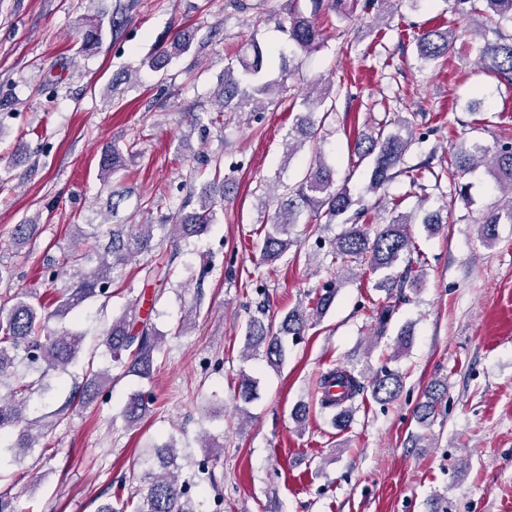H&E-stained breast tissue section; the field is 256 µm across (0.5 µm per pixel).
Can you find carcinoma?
<instances>
[{
  "label": "carcinoma",
  "instance_id": "cac0c4a2",
  "mask_svg": "<svg viewBox=\"0 0 512 512\" xmlns=\"http://www.w3.org/2000/svg\"><path fill=\"white\" fill-rule=\"evenodd\" d=\"M287 17L276 20L277 27L288 37V42L302 53L317 50L322 43L323 23L330 13L337 10L344 0H310L311 12L305 14L293 6L289 0ZM484 3L480 9L478 3ZM456 10L461 14L485 13V19L499 30L505 25L512 26V0H456ZM101 41V32L90 26L82 31L80 52H94ZM457 34L454 30L427 29L415 37L419 59L425 62L448 58L455 49ZM194 34L187 30L175 33L172 39L174 55L180 56L191 51ZM251 54L238 56L224 66V77L217 93L219 103L225 112H253L263 99L281 88L280 81L266 78L268 66L263 51L256 39L250 41ZM482 67L495 74L497 79L512 85V35L498 33L495 40L486 41L479 49ZM323 118L309 110L297 119L295 135L286 149L287 158H292L306 142L315 141L321 130ZM413 122L404 121L408 128L407 136L401 133H384L364 138L357 143L361 147L360 156L372 157L369 176V190L377 192L385 188L395 178L409 175L415 168L404 166V156L408 151L413 131ZM135 143L125 148L114 144L105 150L101 157L100 178L107 181L112 172L122 166L125 157L133 156ZM490 162L498 183L512 191V142H498L493 148L475 145L471 151L454 154L451 168L436 174V180L444 176L464 175L479 165ZM228 178L221 170V161L215 160L213 177L205 187V194L198 208L185 212L187 203L173 212L169 222L167 237L185 242L200 237L209 231L214 223L215 207L224 200ZM359 204L352 196L349 181L336 186L331 168L318 159L308 167L304 177L294 186L283 185L280 206L272 223L264 225L261 242L263 259L272 263L278 260L292 246L296 254H301L298 242L289 238L290 231L300 214V209H310L315 224L321 219L333 221L338 216H346L349 227L338 237L327 241L318 236L317 250L325 251L331 263L343 265L342 271L352 273V265L365 266L369 273L378 276L376 287L392 294L394 289H403L405 284L417 279L412 265L403 272L395 271L401 256L410 251L412 238L410 224L412 216L398 214L390 217L385 224H363L362 218L368 208ZM499 224H512V198L500 208L487 213L482 222L484 236L491 239ZM154 225L135 224L125 231L121 228L109 232V241L95 255L87 252H74L66 262L62 275L66 276L65 288L61 289L57 307L51 312L40 303L35 304L24 297L16 298L9 308L0 307V430L20 425L27 419L28 402L31 394L44 388L47 378L57 372H66L68 367L84 352L85 335L75 329L55 331L48 328V322L59 313H68L86 299L108 293L114 274L119 267L142 254L155 249L153 244ZM91 269H86L89 263ZM137 273L143 280L162 288L169 280L166 267L154 266L145 262L138 266ZM338 292L337 282L328 281L316 294L312 307L305 310L294 308L284 316L279 328L259 315H252L245 325V348L250 355L264 350L267 361L275 366L285 359L284 338L302 336L309 328L311 320L323 317L335 303ZM105 346L112 357V368L119 370L113 375L107 370L88 369L84 384L77 388L68 404L54 414V419L42 425L49 429L61 423L68 409L77 405L86 407L102 393L112 388V381L129 374L149 379L154 373V353L159 349L161 334L151 321V315L140 316V308L130 305L120 315L112 318L105 331ZM23 372H18V367ZM341 383L345 392L338 396L330 394V388ZM257 380L244 375L239 381L238 397L248 403L256 398ZM402 388L401 375L384 365L364 384L354 371L336 368L325 373L319 382L322 408L338 410L337 418L343 419L348 413L345 404L370 391L373 398L381 402L394 400ZM441 399L437 383L427 389V401L417 410V418L426 420L433 416ZM150 411V403L140 393L130 396L122 415L128 425L137 424ZM38 435L33 428H25L14 444H4L0 439V478L3 471L20 459V454L35 447ZM154 456L162 471L148 470L142 478V485L136 492L125 494V486L120 485L113 492V499L101 504L97 512H196L190 496L189 482L179 481L176 467L177 449L167 443L154 448Z\"/></svg>",
  "mask_w": 512,
  "mask_h": 512
}]
</instances>
